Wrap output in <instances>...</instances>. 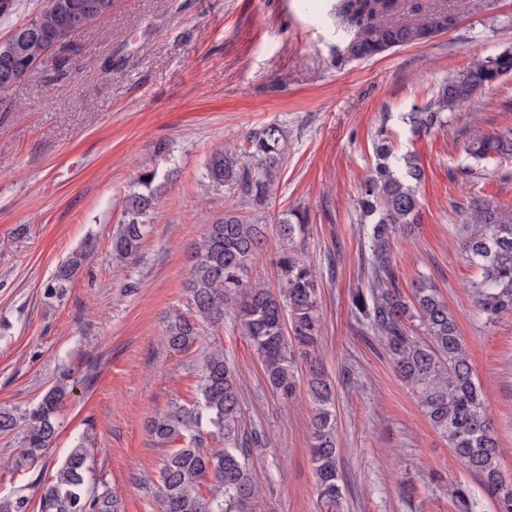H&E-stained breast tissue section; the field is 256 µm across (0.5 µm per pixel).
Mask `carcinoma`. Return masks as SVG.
<instances>
[{
    "instance_id": "obj_1",
    "label": "carcinoma",
    "mask_w": 512,
    "mask_h": 512,
    "mask_svg": "<svg viewBox=\"0 0 512 512\" xmlns=\"http://www.w3.org/2000/svg\"><path fill=\"white\" fill-rule=\"evenodd\" d=\"M82 2L46 0L32 15L29 23L37 28V44L19 61L17 77L31 63L43 62L48 47L65 40L63 27L79 21ZM334 10L336 19L351 33L347 53L353 59L371 58L448 31V13L426 9L422 0H336ZM403 10L412 13L411 19H395ZM508 76H512V49L474 58L448 75L426 106L404 113L403 121L417 132L441 127L444 113L456 111ZM287 148V131L269 124L248 134L243 151L211 154L205 179L235 201L225 206L224 218L202 225L193 244L187 284L192 314L174 316L165 334L170 350L186 352L200 337L202 323L223 322L224 310L233 307L261 361L267 384L285 398L297 389L298 360L315 353L323 333L317 275L300 248L309 234V215L296 208L279 216L280 287L274 293L250 277L264 245L265 225L241 214L240 209L257 211L268 206ZM464 152L477 161L512 155V126L488 134L473 133ZM375 153V166L357 198L361 223L371 225V260L367 288L352 293V317L378 337L433 428L448 439L462 465L479 478L497 512H512V484L501 480L499 442L456 320L430 282H420L407 296L396 276L394 242L411 232L420 210V162L412 153L396 154L382 131ZM157 177V169L140 168L135 188L125 197L123 220L112 239V252L122 261L135 263L141 256ZM459 217L464 230L460 251L478 269L477 278L468 284L469 292L476 309L493 322L512 313V207L475 195ZM87 258L86 247L72 251L44 284V296L62 297ZM416 321L423 339L414 335ZM70 381L71 374H61L40 402L23 413L0 409V434L22 428L16 463L37 459L54 442L56 414L70 394ZM307 386L313 404L311 455L321 512H341L334 385L312 365ZM242 422L237 377L226 363L224 350L212 347L204 356L198 400L192 404L175 401L150 423L157 444L180 443L162 460V512H257L259 485ZM210 441L222 442L224 447L212 448ZM90 456L91 448L82 437L55 478L44 485V512H122L116 496L98 494L88 484ZM203 476L212 478L205 495L197 490ZM450 496L457 512H475L476 502L468 489L456 486Z\"/></svg>"
}]
</instances>
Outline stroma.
Instances as JSON below:
<instances>
[{
	"instance_id": "stroma-1",
	"label": "stroma",
	"mask_w": 512,
	"mask_h": 512,
	"mask_svg": "<svg viewBox=\"0 0 512 512\" xmlns=\"http://www.w3.org/2000/svg\"><path fill=\"white\" fill-rule=\"evenodd\" d=\"M332 3L112 0L106 18L50 51L13 91L17 110L0 111V408L37 404L64 369L78 385L54 443L31 464L15 467L18 437L0 434V498L42 512L43 485L84 436L89 484L117 496L123 512H159L166 450L147 425L171 402L198 399L203 351L214 345L240 382L259 512H320L306 384L290 399L274 394L231 310L189 352L164 344L168 321L192 303L190 245L229 203L204 178L210 154L276 123L288 150L260 215L266 241L251 277L276 288V219L307 209L302 250L319 284L317 360L336 390L343 512H456L455 484L475 492L476 512H495L376 336L355 325L351 293L364 287L370 257L356 199L383 130L425 172L420 222L394 249L400 286L426 279L447 301L485 393L501 472L512 477V315L485 323L467 290L477 271L457 248L471 194L512 206V157L477 163L464 153L474 131L512 124V77L431 132L400 118L472 58L512 46V0H433L455 17L452 28L362 60L347 57L350 35ZM145 163L157 165L162 188L140 259L122 262L112 239ZM88 241L93 252L63 298L45 299L44 283Z\"/></svg>"
}]
</instances>
